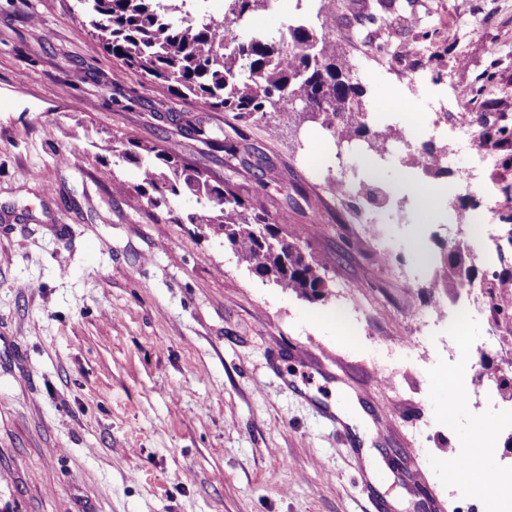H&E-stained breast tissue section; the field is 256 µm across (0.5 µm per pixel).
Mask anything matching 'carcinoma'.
I'll return each instance as SVG.
<instances>
[{"mask_svg": "<svg viewBox=\"0 0 512 512\" xmlns=\"http://www.w3.org/2000/svg\"><path fill=\"white\" fill-rule=\"evenodd\" d=\"M271 2L224 0L221 19L202 12L176 18L167 0H76V7L91 35L122 70L145 76L202 109L231 112L238 122L221 139L201 119L187 121L199 141L224 149L236 160L224 181L211 180L172 146L128 136L99 146L141 172L140 183L132 188L107 174L113 189L123 194L132 189L154 208L168 205L172 197L194 196L201 211L188 214L189 223L223 235L239 261L282 290L320 301L330 294L326 265L272 222L269 208L277 201L264 190L282 180V166L252 152L244 128L280 106L299 104L329 135L340 137V146L355 145L369 153L389 134L366 137L358 84L349 68L336 64V43L318 41L308 22L288 26L285 37H237L225 28L226 19L243 27L252 13ZM244 172L254 174L260 187L253 196H241L235 184L234 178ZM463 285L459 264L443 257L430 287L450 294Z\"/></svg>", "mask_w": 512, "mask_h": 512, "instance_id": "carcinoma-1", "label": "carcinoma"}]
</instances>
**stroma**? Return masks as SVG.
I'll return each mask as SVG.
<instances>
[{
  "label": "stroma",
  "mask_w": 512,
  "mask_h": 512,
  "mask_svg": "<svg viewBox=\"0 0 512 512\" xmlns=\"http://www.w3.org/2000/svg\"><path fill=\"white\" fill-rule=\"evenodd\" d=\"M337 2L339 59L365 65L362 107L390 95L410 107L367 121L390 133L380 183L404 188L379 223H358L366 187L336 198L338 161L309 165L319 123L280 111L247 128L256 153L288 167L267 189L284 202L277 222L326 262L332 292L309 301L188 223L194 198L153 209L103 176L138 184L135 165L100 149L132 135L223 180V149L186 119L224 131L231 113L121 71L74 0H0V512H483L472 478L449 481L443 463L481 419L495 427L479 472L512 503V400L488 381L512 352L484 315L512 292L430 285L463 216L475 285L512 273V0H393L380 26L364 20L376 0ZM320 6L279 0L248 27L275 34L294 14L316 29ZM462 113L495 146L435 137L446 162L410 168L412 125L445 130ZM474 166L483 179L463 190L457 172ZM377 240L392 269L374 261ZM439 305L436 341L406 346Z\"/></svg>",
  "instance_id": "1"
}]
</instances>
